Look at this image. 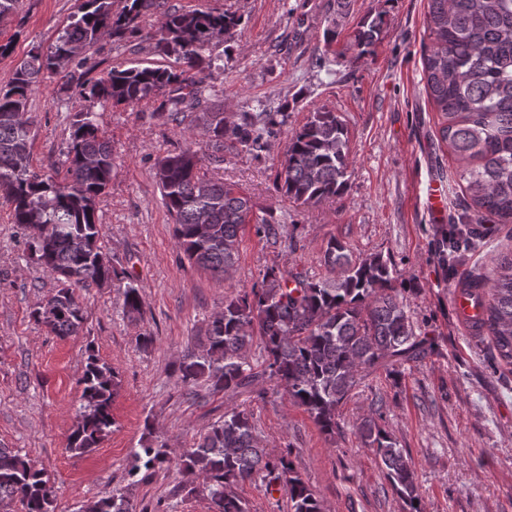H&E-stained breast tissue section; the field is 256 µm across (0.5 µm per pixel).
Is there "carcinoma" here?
<instances>
[{"label":"carcinoma","instance_id":"cac0c4a2","mask_svg":"<svg viewBox=\"0 0 512 512\" xmlns=\"http://www.w3.org/2000/svg\"><path fill=\"white\" fill-rule=\"evenodd\" d=\"M153 14L158 15L156 49L177 56L179 69L146 65L113 68L89 81L75 76L79 69L94 68L87 53L101 40L136 37L141 18ZM239 24L240 18L224 11H162L159 0H125L117 12L113 0H82L50 50L30 53L11 80L0 85V197L10 205L11 223L24 231L31 254L56 283L32 312L48 331L78 334L84 311L75 289L121 280L99 246L97 208L112 181L113 162L103 114L94 111L97 104L134 107L158 99L157 110L169 119L192 123L196 114L202 121L207 157L187 147L155 166L162 200L174 218L176 244L189 261L226 276L237 263L246 225H253L259 237L279 235L280 222L273 214L256 215L250 196L203 172L204 159L223 161L225 135L258 153L288 123L285 106L275 112H244L232 126L224 123V113L208 107V80L221 69L210 44ZM426 24L431 44L421 56L424 88L442 119L440 140L459 162L472 200L459 217L468 235L450 244L448 232L440 231L437 257L446 266L448 250L457 252L480 236L484 216L512 223V0H428ZM384 25L380 13L363 18L351 45L367 51ZM64 72L76 79L75 94L88 106L71 122L63 151L66 175L58 182L30 164L35 131L27 112L33 86ZM349 151L347 128L339 116L330 110L313 113L286 136L276 191L302 207L341 196ZM323 260L330 277L268 268L250 289L225 293L206 343L179 365L182 382L202 379L214 391L236 395L259 377L249 360L257 338L264 352L262 374L332 436L339 428L338 408L357 386L359 373L378 367L394 373L396 367L432 353L433 342L416 332L407 314L406 279L390 258L355 255L334 236ZM461 292L479 310L473 324L479 338H489L494 361L512 367V250L499 254L489 272L469 273ZM123 302L129 316L141 315L142 297L134 283L124 285ZM81 384L82 404L68 443L75 455L90 452L112 433V404L120 387L112 367L93 354L87 356ZM380 420L377 410L362 418L358 438L378 456L385 479L408 512H424L410 459ZM289 455L287 449L268 451L250 414L233 406L175 462L196 479L184 490L208 500L211 512H249L236 488L259 475L282 485L290 512H323ZM171 462L167 444L150 440L133 454L128 476L133 479L143 468ZM56 494L44 470L17 451L0 448V512H15L17 504L22 512H54ZM78 512L133 508L126 494L114 489Z\"/></svg>","mask_w":512,"mask_h":512}]
</instances>
